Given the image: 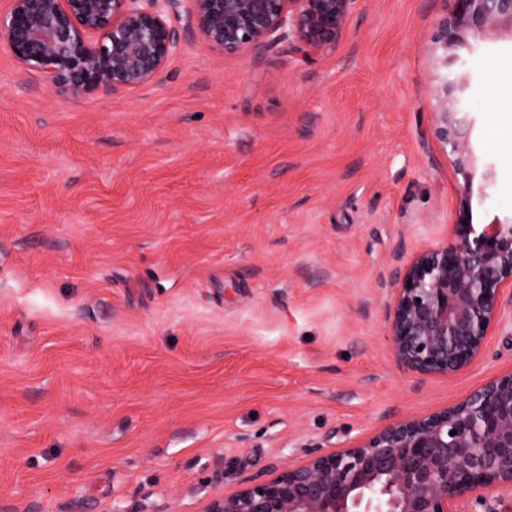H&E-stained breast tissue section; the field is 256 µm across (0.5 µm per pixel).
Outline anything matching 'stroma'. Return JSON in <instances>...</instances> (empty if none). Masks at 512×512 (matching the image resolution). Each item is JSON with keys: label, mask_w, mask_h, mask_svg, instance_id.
Instances as JSON below:
<instances>
[{"label": "stroma", "mask_w": 512, "mask_h": 512, "mask_svg": "<svg viewBox=\"0 0 512 512\" xmlns=\"http://www.w3.org/2000/svg\"><path fill=\"white\" fill-rule=\"evenodd\" d=\"M452 0H353L306 56L184 36L159 81L73 98L0 49V512H201L512 369L394 358L397 270L448 240ZM471 142L512 217V28L469 36Z\"/></svg>", "instance_id": "35a3bbf8"}]
</instances>
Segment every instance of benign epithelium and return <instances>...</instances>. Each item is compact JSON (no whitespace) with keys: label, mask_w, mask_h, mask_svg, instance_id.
<instances>
[{"label":"benign epithelium","mask_w":512,"mask_h":512,"mask_svg":"<svg viewBox=\"0 0 512 512\" xmlns=\"http://www.w3.org/2000/svg\"><path fill=\"white\" fill-rule=\"evenodd\" d=\"M352 2L10 0L0 11V48L75 98L118 94L157 81L184 32L227 53L280 44L320 50L342 35ZM453 2L436 39L445 73L435 134L464 184L448 242L402 264L386 305L395 358L419 375L463 372L512 317V219L479 230L472 222L471 73L459 53L472 33L512 27V0ZM181 17L179 28L172 19ZM509 504L512 370L451 406L218 493L203 512H507Z\"/></svg>","instance_id":"1"}]
</instances>
